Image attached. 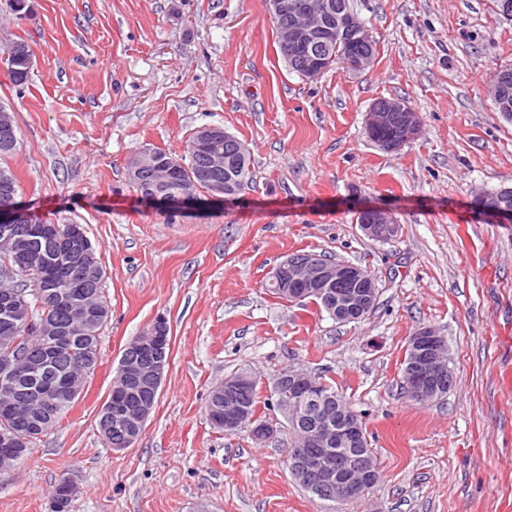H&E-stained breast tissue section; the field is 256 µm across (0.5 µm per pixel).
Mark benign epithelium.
I'll return each mask as SVG.
<instances>
[{"label": "benign epithelium", "mask_w": 512, "mask_h": 512, "mask_svg": "<svg viewBox=\"0 0 512 512\" xmlns=\"http://www.w3.org/2000/svg\"><path fill=\"white\" fill-rule=\"evenodd\" d=\"M292 19L279 25L283 42L294 49L304 61V77L318 79L327 70L321 58L319 36L331 27L337 34L352 41L344 64L356 70L368 68L375 58L372 32L351 9L336 8L325 0H300L291 6ZM512 83V72L503 70L490 81L492 101L497 106L506 105L507 90ZM368 136L385 152H396L406 143L416 139L421 131L418 113L410 110L398 99H378L365 115ZM222 137L236 147L238 158L249 155L246 145L219 126H204L197 130L195 143L207 145ZM209 168L213 180L206 191V198L199 197L195 189L171 194L165 190L171 171L178 168L172 159L161 160L153 152L144 150L128 163V171L140 185L145 200L151 205L173 213L200 210L206 205H220L226 199L230 186L222 178L224 154H209ZM17 190L8 182L0 184V238L9 241L20 234L52 240L53 227L27 214L16 201ZM479 214L504 224L512 223V187H504L493 194L481 193L474 201ZM362 211L367 220L361 225L366 235L383 240L393 237L399 229L393 213L379 206H366ZM63 241L67 242V275L61 276L56 267L39 259L22 254L15 257L8 267L5 279L14 280L37 275L34 286L41 289L40 297L69 311L70 321L65 329H56L45 323L28 321L25 328H32L38 338H50L51 348H65L77 328L92 322L97 310L83 300L84 285L97 272L87 262L90 245L80 224H69ZM270 282L278 283L290 302H302L311 296L322 300L323 305L336 319L358 322L376 306L379 287L376 280L363 267L349 263H331L313 252L295 253L280 262L270 273ZM21 298L12 288L0 290V310L16 314ZM169 329L166 318L157 316L149 327L129 344L128 349L145 354V357H125L121 378L112 385L119 390L136 378L147 375L148 395L137 403L133 413H122L117 418L102 419L99 429L105 438L112 437V430L128 432L127 441L138 438L146 421L156 406V393L161 387L165 371L163 348L168 343ZM408 347L411 358L404 372L407 395L418 402H428L444 394L454 381L448 367L447 345L433 329H421L410 336ZM33 369L28 353L10 344L0 348V386L3 391L17 394L14 379ZM254 384L253 376L242 371L234 378H226L214 391L224 396V411L216 415L223 422L224 432L234 433L250 425L257 441L269 439L274 429L257 421L244 402V395ZM76 391V383L60 381L54 386H42L22 397L24 405L36 404L51 407L61 396V391ZM276 404L288 420L291 443L286 448L294 478L315 493H328L338 502L365 495L379 480V467L368 452L365 426L359 416L343 405L334 410L332 397L324 392L318 379L309 373L289 367L281 371L273 387ZM0 475L8 473L21 463L13 450L15 438L0 433Z\"/></svg>", "instance_id": "7a95c632"}]
</instances>
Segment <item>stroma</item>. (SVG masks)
Returning a JSON list of instances; mask_svg holds the SVG:
<instances>
[{"mask_svg": "<svg viewBox=\"0 0 512 512\" xmlns=\"http://www.w3.org/2000/svg\"><path fill=\"white\" fill-rule=\"evenodd\" d=\"M0 0V103L19 145L5 164L36 218L83 225L103 269L110 317L100 360L60 424L0 475V512H49L63 479L69 512H512V224L474 194L512 187V121L492 75L512 68V18L494 0H354L377 40L373 65L338 64L309 81L280 56L265 0ZM34 53L28 81L8 78L6 47ZM403 98L420 136L380 150L365 114ZM219 125L245 143L253 182L203 216L146 207L126 176L147 148L184 155ZM387 207V241L356 222ZM315 252L361 265L380 289L343 324L272 294V269ZM170 362L137 442L109 448L98 413L124 348L156 316ZM446 340L454 383L417 403L403 389L410 336ZM322 378L362 419L380 478L359 499H318L291 477L278 373ZM257 377L259 421L228 434L207 414L213 386Z\"/></svg>", "mask_w": 512, "mask_h": 512, "instance_id": "stroma-1", "label": "stroma"}]
</instances>
